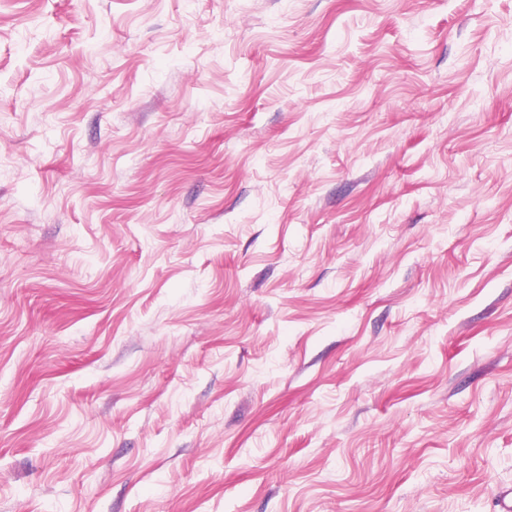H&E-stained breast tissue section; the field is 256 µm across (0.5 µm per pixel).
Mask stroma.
Wrapping results in <instances>:
<instances>
[{
  "mask_svg": "<svg viewBox=\"0 0 512 512\" xmlns=\"http://www.w3.org/2000/svg\"><path fill=\"white\" fill-rule=\"evenodd\" d=\"M512 0H0V512H506Z\"/></svg>",
  "mask_w": 512,
  "mask_h": 512,
  "instance_id": "1",
  "label": "stroma"
}]
</instances>
